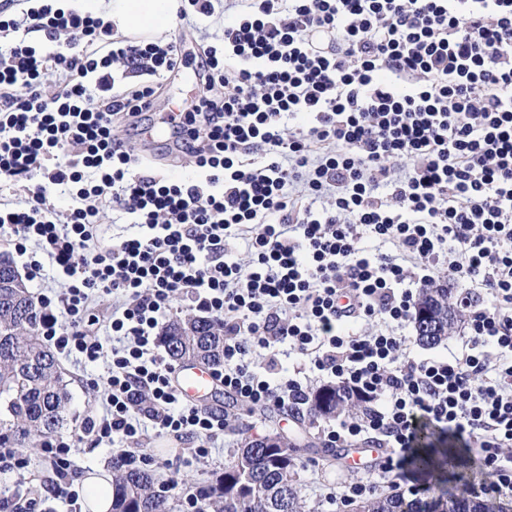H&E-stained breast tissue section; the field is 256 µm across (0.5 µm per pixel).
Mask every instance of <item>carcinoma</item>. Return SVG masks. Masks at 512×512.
Wrapping results in <instances>:
<instances>
[{"label":"carcinoma","mask_w":512,"mask_h":512,"mask_svg":"<svg viewBox=\"0 0 512 512\" xmlns=\"http://www.w3.org/2000/svg\"><path fill=\"white\" fill-rule=\"evenodd\" d=\"M12 260L0 254V447L31 448L58 433L67 424L70 397L57 360L39 335L40 307L27 288H7L12 279ZM462 314L446 284L422 290L413 318L420 344L434 346L459 326ZM160 343L176 361L198 362L217 370L224 365V325L202 316L177 318L160 333ZM366 404L338 386L313 391L310 414L332 418L362 412ZM425 433L427 451L414 458L421 471L442 475L448 467L467 464L459 448ZM267 436L251 438L224 466V472L192 496L194 512H304L292 474L300 448L285 459L266 446ZM110 512H175L174 485H157L152 473L119 461L112 466ZM442 498H406L400 494L377 496L353 504L352 512H501L495 498L474 502L460 492L451 508Z\"/></svg>","instance_id":"carcinoma-1"}]
</instances>
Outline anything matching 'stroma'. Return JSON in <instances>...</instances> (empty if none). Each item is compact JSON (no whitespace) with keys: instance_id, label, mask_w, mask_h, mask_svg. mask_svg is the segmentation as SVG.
<instances>
[{"instance_id":"1","label":"stroma","mask_w":512,"mask_h":512,"mask_svg":"<svg viewBox=\"0 0 512 512\" xmlns=\"http://www.w3.org/2000/svg\"><path fill=\"white\" fill-rule=\"evenodd\" d=\"M197 71V66L193 65L178 75L169 74L157 79V98L153 112L143 116L140 127L119 128V136L126 140L134 154H141L145 147L141 127L150 126L155 117L167 114L183 99L198 95L199 89L194 78ZM59 361L72 396L69 425L64 434L77 444L75 468L69 485L70 490L75 491L79 489L86 473L100 466H110L120 448L96 443L83 432L87 418L101 416L104 412L106 362L84 363L65 355L60 356ZM215 406L229 415L233 424L226 429L223 438L217 440L207 457H194L178 449L175 441L156 429L148 431L144 444L145 452L150 457L148 468L157 484H176L180 499H188L198 486L215 481L245 438L268 433L307 443L302 453V463L294 475L306 512H327V494L352 477V470L337 460L335 454L328 452L318 431L319 419L306 415L294 416L278 409L251 413L235 396L222 391L217 394ZM27 457L30 464L25 477L0 474V488L18 485L24 492L22 498L14 501L12 512H27V500L31 497L44 499L47 512H82L83 501L69 503L51 498L50 492L57 478L40 450L29 451Z\"/></svg>"}]
</instances>
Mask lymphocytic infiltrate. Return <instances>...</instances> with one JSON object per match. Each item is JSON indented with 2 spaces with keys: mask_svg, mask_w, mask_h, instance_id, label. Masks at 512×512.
Returning a JSON list of instances; mask_svg holds the SVG:
<instances>
[{
  "mask_svg": "<svg viewBox=\"0 0 512 512\" xmlns=\"http://www.w3.org/2000/svg\"><path fill=\"white\" fill-rule=\"evenodd\" d=\"M57 2L0 12L16 35L0 49V191L28 184L23 203H0V231L31 278L50 266L69 281L42 297L45 341L110 359L87 432L137 446L151 424L199 457L223 435L227 417L185 404L158 353L182 298L223 323L221 380L252 408L301 413L315 378L367 403L321 429L331 446L388 450L376 475L330 493L340 510L404 481L425 425L475 445L493 475L482 495L512 493V0H177L178 28L210 36L205 91L168 121L203 174L191 181L158 175L114 131L184 66L178 36L117 41ZM130 73L145 82L114 94ZM52 187L71 208L48 203ZM109 205L136 235H98ZM443 278L484 293L457 297L465 348L409 357L412 286ZM99 293L109 350L86 331ZM286 345L315 378L271 377Z\"/></svg>",
  "mask_w": 512,
  "mask_h": 512,
  "instance_id": "obj_1",
  "label": "lymphocytic infiltrate"
}]
</instances>
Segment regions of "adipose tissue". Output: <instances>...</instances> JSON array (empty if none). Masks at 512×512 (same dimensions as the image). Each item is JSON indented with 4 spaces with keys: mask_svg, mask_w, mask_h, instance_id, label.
Instances as JSON below:
<instances>
[{
    "mask_svg": "<svg viewBox=\"0 0 512 512\" xmlns=\"http://www.w3.org/2000/svg\"><path fill=\"white\" fill-rule=\"evenodd\" d=\"M66 8L106 14L115 33L131 37L165 30L173 18V0H65Z\"/></svg>",
    "mask_w": 512,
    "mask_h": 512,
    "instance_id": "1",
    "label": "adipose tissue"
}]
</instances>
